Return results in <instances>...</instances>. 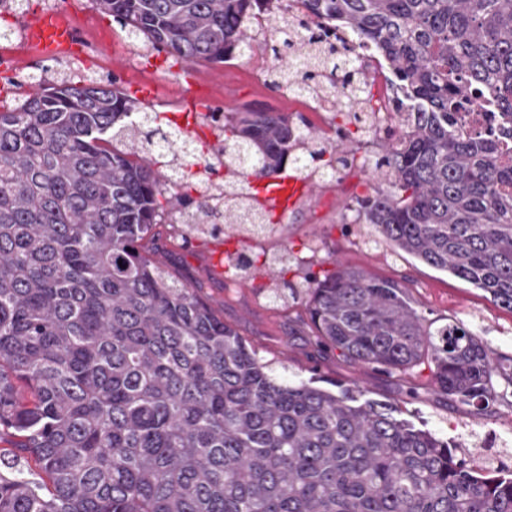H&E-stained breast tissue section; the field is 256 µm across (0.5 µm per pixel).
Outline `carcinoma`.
<instances>
[{
    "mask_svg": "<svg viewBox=\"0 0 512 512\" xmlns=\"http://www.w3.org/2000/svg\"><path fill=\"white\" fill-rule=\"evenodd\" d=\"M281 0H92L131 39L175 62L222 63L251 48V23ZM303 26H340L373 46L407 104L402 134L357 157L377 118L333 97L336 47L281 31L284 63L345 115L333 141L285 112L211 113L220 142L208 175L285 169L297 152L321 170L355 163L372 194L353 223L490 295L512 312V149L464 130L481 98L512 120V0H302ZM191 139L115 86L42 85L0 108V512H512V471L488 477L457 444L366 399L275 373L197 288L153 256L161 181L152 156ZM187 226L219 240L263 231L249 200L204 194ZM318 345L360 369L482 408L504 362L464 324L437 325L398 284L336 262L298 289ZM23 383L29 396L20 394Z\"/></svg>",
    "mask_w": 512,
    "mask_h": 512,
    "instance_id": "obj_1",
    "label": "carcinoma"
}]
</instances>
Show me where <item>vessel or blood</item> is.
I'll return each mask as SVG.
<instances>
[{
  "mask_svg": "<svg viewBox=\"0 0 512 512\" xmlns=\"http://www.w3.org/2000/svg\"><path fill=\"white\" fill-rule=\"evenodd\" d=\"M22 27L26 40L36 47L39 55L47 58L70 54L74 59H81L93 39L92 31L77 33L68 16L57 11L48 10L27 16ZM206 106L204 94L195 92L187 108L176 118V126L187 131L199 130L198 114ZM252 188L255 201L271 210L278 222L284 220L304 197L314 192L310 181L285 172L254 178Z\"/></svg>",
  "mask_w": 512,
  "mask_h": 512,
  "instance_id": "vessel-or-blood-1",
  "label": "vessel or blood"
}]
</instances>
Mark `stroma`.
Instances as JSON below:
<instances>
[{"label": "stroma", "mask_w": 512, "mask_h": 512, "mask_svg": "<svg viewBox=\"0 0 512 512\" xmlns=\"http://www.w3.org/2000/svg\"><path fill=\"white\" fill-rule=\"evenodd\" d=\"M64 6L78 28L92 29L95 45L80 62L61 55L42 58L33 54L24 42L22 20L12 6L0 7V29L11 30V44L0 42V53L13 55L15 67L9 76L22 85L33 81L53 82L64 77L116 80L124 88L139 80H154L159 99L155 107L160 115L179 112L185 95L205 89L211 109L238 111L249 105L271 108L292 115L308 111L304 103L288 99L284 89L271 85L259 64L265 55V38L275 37L288 21L286 12H276L266 36L256 37L249 54L226 62L176 64L165 50L147 42L132 43L111 16L97 11L91 0H64ZM372 183L360 170H352L335 184L316 183L315 191L288 219L277 224L272 235L240 237L237 247L255 257L249 271V283H239L231 272L214 274L209 268L212 255L223 251V243L192 238L181 241L184 225L179 216L167 210L162 214L155 244L166 255L170 269L185 283L200 285V294L217 307L225 323L232 325L267 360L286 361L290 373L308 378L318 373L325 379L343 384L363 381L372 399L396 404L405 417L435 430L456 443L474 448L478 439H486L491 448L487 460L491 468L512 469V395H500L487 411L470 407L457 410L446 398L429 387L430 373L417 375L416 396L390 376L356 368L333 349H318L307 327L296 315L292 299L271 302L279 291L265 263L267 256L283 251L306 258L307 267H291L285 280L303 285L307 272L332 270L333 259L361 265L377 277L406 288L411 299L431 319L457 320L474 329L502 358L512 357V312L502 309L472 285L421 263L411 256L396 254L383 243L369 245V226L348 232L351 214L344 205L354 197L368 195Z\"/></svg>", "instance_id": "35a3bbf8"}]
</instances>
